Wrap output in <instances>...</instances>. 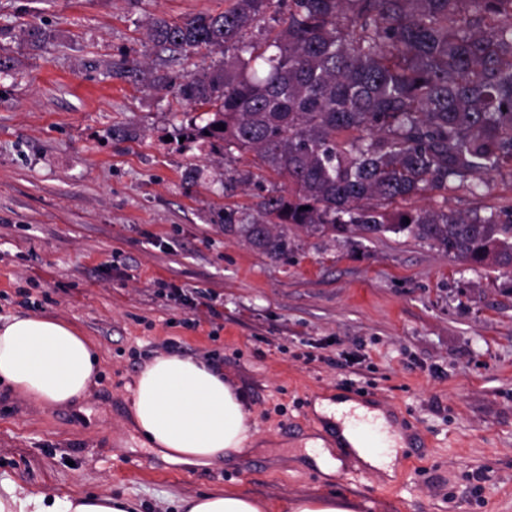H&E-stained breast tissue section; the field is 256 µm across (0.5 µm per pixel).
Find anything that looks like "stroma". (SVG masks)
I'll return each instance as SVG.
<instances>
[{"instance_id": "stroma-1", "label": "stroma", "mask_w": 512, "mask_h": 512, "mask_svg": "<svg viewBox=\"0 0 512 512\" xmlns=\"http://www.w3.org/2000/svg\"><path fill=\"white\" fill-rule=\"evenodd\" d=\"M224 0H0V316L74 326L99 367L73 407L37 405L0 384V479L48 495H118L138 512H180L212 491L286 499L341 493L356 512H512V275L472 268L408 233L290 232L275 260L228 236L220 216L255 214L257 185L225 195V162L181 128L199 111L148 87L165 69L152 19L222 10ZM47 28L42 49L24 40ZM218 54L170 65L200 74ZM133 63L134 79L108 77ZM512 200V172L476 192L423 199L483 209ZM212 295L193 311L170 287ZM207 359L243 398L256 443L211 467L142 444L129 401L146 363ZM360 398L424 433L393 473L344 459L327 476L305 450L325 439L314 405Z\"/></svg>"}]
</instances>
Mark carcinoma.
<instances>
[{"mask_svg": "<svg viewBox=\"0 0 512 512\" xmlns=\"http://www.w3.org/2000/svg\"><path fill=\"white\" fill-rule=\"evenodd\" d=\"M35 48L51 35L32 24ZM162 51L223 54L211 71L151 76L206 123L184 136L212 153L252 152L287 181L261 218L224 210V234L271 259L288 232H409L475 266L512 271V204L401 210L512 172V0H224L216 13L156 18Z\"/></svg>", "mask_w": 512, "mask_h": 512, "instance_id": "1", "label": "carcinoma"}]
</instances>
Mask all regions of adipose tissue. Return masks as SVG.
Segmentation results:
<instances>
[{
  "instance_id": "1",
  "label": "adipose tissue",
  "mask_w": 512,
  "mask_h": 512,
  "mask_svg": "<svg viewBox=\"0 0 512 512\" xmlns=\"http://www.w3.org/2000/svg\"><path fill=\"white\" fill-rule=\"evenodd\" d=\"M91 341L71 325L17 313L0 317V382L48 405L80 398L96 375ZM133 420L141 435L171 460L212 464L254 442L238 393L206 364L175 354L154 358L140 372L132 392ZM317 410L336 423L339 442L363 465L390 471L399 437L385 417H377L381 449L367 448L351 425L367 415L353 401L323 402ZM184 512H265L263 501L236 491L210 492L183 501ZM0 512H134L115 496H49L0 481Z\"/></svg>"
}]
</instances>
